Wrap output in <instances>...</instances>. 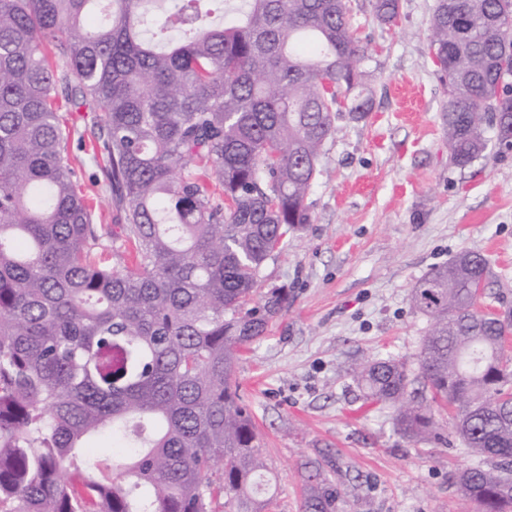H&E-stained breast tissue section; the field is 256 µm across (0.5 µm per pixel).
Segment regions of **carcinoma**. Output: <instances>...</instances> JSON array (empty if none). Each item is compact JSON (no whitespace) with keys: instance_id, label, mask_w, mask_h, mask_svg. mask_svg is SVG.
I'll return each instance as SVG.
<instances>
[{"instance_id":"obj_1","label":"carcinoma","mask_w":512,"mask_h":512,"mask_svg":"<svg viewBox=\"0 0 512 512\" xmlns=\"http://www.w3.org/2000/svg\"><path fill=\"white\" fill-rule=\"evenodd\" d=\"M399 9L375 0L385 24ZM428 49L451 163L486 156L489 127L512 144V0H436ZM365 54L350 0H0V512H268L234 362L288 310L262 271L312 222L336 120L371 109ZM64 110L92 113L116 231L78 184ZM111 235L133 246L121 268L95 255ZM481 278L474 252L434 268L410 293L416 354L352 377L408 442L439 435L430 390L475 457L451 474L460 497L512 512V306L482 305ZM108 431L110 478L83 459ZM341 472L306 470L301 512H339Z\"/></svg>"}]
</instances>
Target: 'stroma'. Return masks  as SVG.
<instances>
[{"instance_id": "obj_1", "label": "stroma", "mask_w": 512, "mask_h": 512, "mask_svg": "<svg viewBox=\"0 0 512 512\" xmlns=\"http://www.w3.org/2000/svg\"><path fill=\"white\" fill-rule=\"evenodd\" d=\"M374 3L351 0L372 109L338 120L308 198L312 222L263 270L266 287L288 286L293 303L235 363L276 482L272 512H300L301 465L321 450L343 465L347 512H476L448 479L472 464L467 449L402 439L393 407L363 400L350 369L417 352L428 321L411 289L459 252L488 257L512 301V150L466 169L449 163L448 89L425 39L435 0H401L392 25L376 19ZM69 122L80 183L101 223L116 224L112 191L77 146L89 124Z\"/></svg>"}]
</instances>
